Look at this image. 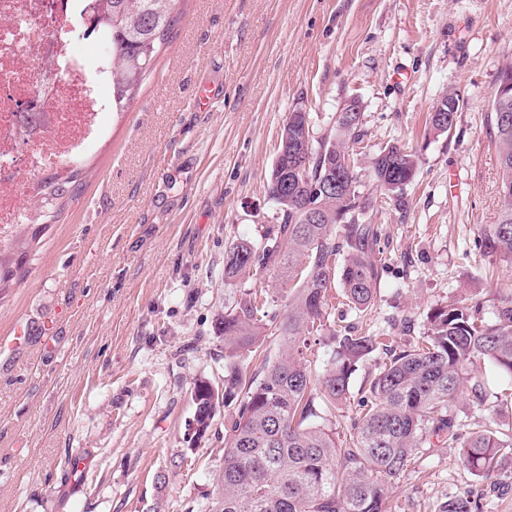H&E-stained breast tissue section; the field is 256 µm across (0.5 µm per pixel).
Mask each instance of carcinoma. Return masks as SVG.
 Masks as SVG:
<instances>
[{
	"label": "carcinoma",
	"mask_w": 512,
	"mask_h": 512,
	"mask_svg": "<svg viewBox=\"0 0 512 512\" xmlns=\"http://www.w3.org/2000/svg\"><path fill=\"white\" fill-rule=\"evenodd\" d=\"M178 0H86L89 32L101 34L112 53V111L124 112L155 68L159 47L178 20ZM491 113L501 173L500 209L494 224L479 230L482 253L512 260V96L492 100ZM362 113L337 122V133L313 146L309 114L290 112L281 131L268 182L279 222L261 242L226 250L224 276L240 280L265 274L289 288L288 312L261 291L245 289L224 306L216 331L224 336L223 389L195 383L194 429L210 431L217 406L235 404L224 424V482L212 512H388V491L426 448L442 442L459 449L464 467L478 478L501 483L502 460L512 459V431L461 430L452 404L464 376L481 364L512 377V292L500 298L495 320L479 304L454 300L430 309L427 335L396 349L377 336L334 332L336 346L316 387L308 369V341L326 327L328 297L336 287L360 313L373 304L382 270L379 228L366 223L372 197L349 187L359 182L349 143L360 138ZM419 167L415 153L390 145L371 158L369 176L381 194L405 206L402 191ZM69 181L48 178L38 186L56 221ZM342 225V235L336 226ZM44 228L0 249V288L25 274L29 246ZM278 339L274 358L262 356L265 338ZM389 362L375 375L349 433L315 422L320 408L346 399L358 364L377 349ZM467 497L450 496L443 512H475Z\"/></svg>",
	"instance_id": "obj_1"
}]
</instances>
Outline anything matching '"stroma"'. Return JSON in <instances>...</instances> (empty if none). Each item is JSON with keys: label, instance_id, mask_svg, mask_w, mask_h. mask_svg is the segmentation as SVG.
Returning a JSON list of instances; mask_svg holds the SVG:
<instances>
[{"label": "stroma", "instance_id": "35a3bbf8", "mask_svg": "<svg viewBox=\"0 0 512 512\" xmlns=\"http://www.w3.org/2000/svg\"><path fill=\"white\" fill-rule=\"evenodd\" d=\"M176 9L153 73L75 163L73 196L33 245L26 277L0 291V339L20 319L30 335L0 357V512H210L232 410L218 408L196 439L191 392L200 380L222 383L214 325L225 303L263 288L288 304L267 277L224 279L226 249L278 221L267 184L288 112H308L319 140L347 100L362 105L352 154L359 193L377 200L370 221L385 264L368 315L334 299L328 325L398 346L426 335L438 304L478 302L490 320L512 292V260L474 247L500 206L490 113L512 64V0H178ZM200 83L216 93L205 111L193 96ZM448 94L460 106L440 135L427 118ZM392 144L420 158L402 209L365 174ZM386 361L374 352L353 373L337 435ZM478 377L484 401L463 388L458 422L512 427V380L490 367ZM185 456L191 468L180 467ZM463 495L478 512H512V490L471 475L448 447L426 449L393 482L389 505L442 512Z\"/></svg>", "mask_w": 512, "mask_h": 512}]
</instances>
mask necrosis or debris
<instances>
[{
	"instance_id": "necrosis-or-debris-1",
	"label": "necrosis or debris",
	"mask_w": 512,
	"mask_h": 512,
	"mask_svg": "<svg viewBox=\"0 0 512 512\" xmlns=\"http://www.w3.org/2000/svg\"><path fill=\"white\" fill-rule=\"evenodd\" d=\"M84 0H0V245L30 223L18 198L22 171L79 161L105 133L110 104L77 46L88 27Z\"/></svg>"
}]
</instances>
